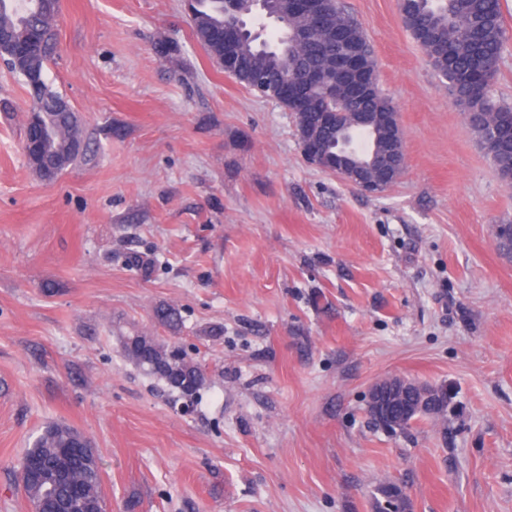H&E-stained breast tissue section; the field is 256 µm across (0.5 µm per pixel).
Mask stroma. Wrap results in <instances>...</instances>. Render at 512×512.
I'll return each instance as SVG.
<instances>
[{"instance_id": "obj_1", "label": "stroma", "mask_w": 512, "mask_h": 512, "mask_svg": "<svg viewBox=\"0 0 512 512\" xmlns=\"http://www.w3.org/2000/svg\"><path fill=\"white\" fill-rule=\"evenodd\" d=\"M342 4L404 134L379 194L308 165L293 115L212 64L183 0H61L46 76L90 158L52 182L0 64V512H30L17 466L51 422L91 439L109 512H374L387 478L411 512H512V182L396 0ZM502 13L491 93L512 107ZM131 325L206 368L192 414L124 358ZM386 376L444 385L443 420L377 428Z\"/></svg>"}]
</instances>
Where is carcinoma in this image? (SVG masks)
<instances>
[{
  "label": "carcinoma",
  "instance_id": "cac0c4a2",
  "mask_svg": "<svg viewBox=\"0 0 512 512\" xmlns=\"http://www.w3.org/2000/svg\"><path fill=\"white\" fill-rule=\"evenodd\" d=\"M224 2L195 0L192 33L199 35V44L211 57L219 58L222 53L207 40L206 31L210 25L226 20ZM38 5L39 0H0V28L23 38L33 31L38 34L30 56L11 67L22 78L31 71L46 76V65L56 48L54 17L38 12ZM397 8L414 40H419L425 27L433 31L432 39L421 43L422 49L433 67L444 72L452 99L463 110L479 140L489 145L488 156L497 170L512 171V148L506 146L512 138V108L498 105L490 96L495 77L492 63L499 59L506 39L501 0H397ZM323 19L329 26L343 30L347 43L369 66L373 80H379L374 52L361 25L339 3ZM335 52L331 44L288 45L287 29L281 24L279 33L264 43L244 40L239 51L241 68L237 81L251 90V75L255 72L265 79L266 96L271 97L284 79L319 67ZM326 108V94L322 87L315 86L303 96L293 116L296 125L317 135L320 152L329 156L336 153V134L320 126ZM45 122L53 129L55 141L48 145L46 160L29 163L31 171L40 178L48 173V166L62 172L86 155L69 148L71 141L84 139L81 123L51 110L47 111ZM353 138L361 140L360 155L365 159L383 147V134L379 131L355 133ZM154 318L166 329H175L181 323L180 312L172 305L155 308ZM119 341L124 357L162 382L178 401H195L211 383L206 369L173 342L134 326L120 333ZM77 439L83 436L74 428L50 423L26 450L22 461L36 460L46 469L63 473L68 480L61 490L65 495H71L72 485L81 487L80 499H70L72 512H106L99 464L88 465L82 457L62 452ZM396 487L398 484L392 481L379 484L378 497L374 498L376 512H391L390 489ZM23 489L32 512H48L44 484L28 478Z\"/></svg>",
  "mask_w": 512,
  "mask_h": 512
}]
</instances>
